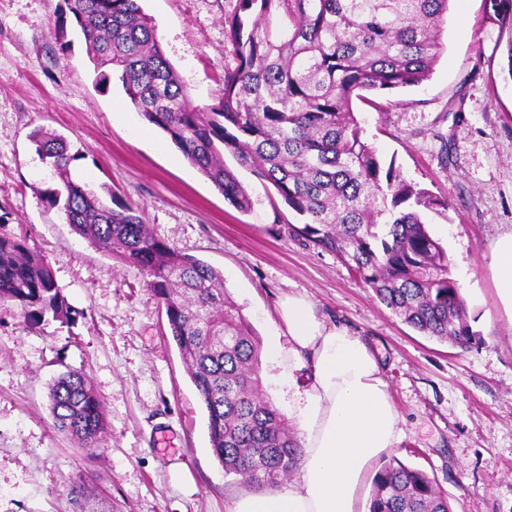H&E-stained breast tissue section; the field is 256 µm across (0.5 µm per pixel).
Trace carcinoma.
<instances>
[{"instance_id":"carcinoma-1","label":"carcinoma","mask_w":512,"mask_h":512,"mask_svg":"<svg viewBox=\"0 0 512 512\" xmlns=\"http://www.w3.org/2000/svg\"><path fill=\"white\" fill-rule=\"evenodd\" d=\"M451 0H236L224 14V95L197 105L166 57L139 0H65L105 85L117 74L141 116L237 210L253 202L225 164L268 181L301 218L294 231L349 264L376 297L417 332L467 350L480 340L468 321L448 255L420 210L445 207L383 166L362 141L352 102L362 92L417 86L442 50ZM490 19L512 33V0H487ZM36 153L59 188L49 201L73 231L138 269L165 308L172 339L207 411L214 457L254 491L277 489L299 468L302 448L260 387V345L224 289L223 273L148 231L139 208L111 204L71 170L67 140L37 128ZM0 301L38 324L68 317L50 264L0 231ZM56 430L102 446L105 414L77 370L49 389ZM86 512L83 484L68 488ZM368 512H451L421 469L395 459L374 479Z\"/></svg>"}]
</instances>
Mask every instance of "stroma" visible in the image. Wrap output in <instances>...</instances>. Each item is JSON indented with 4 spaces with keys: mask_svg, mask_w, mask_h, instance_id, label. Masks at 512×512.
Instances as JSON below:
<instances>
[{
    "mask_svg": "<svg viewBox=\"0 0 512 512\" xmlns=\"http://www.w3.org/2000/svg\"><path fill=\"white\" fill-rule=\"evenodd\" d=\"M235 0H141L167 58L196 104L224 92V15ZM63 0H0V215L5 229L51 265L70 320L27 324L0 304V512H71L68 485L94 490L93 512H229L246 493L209 444L207 413L136 270L76 234L49 204L56 182L30 133L62 134L75 175L108 187L144 213L152 233L224 274V286L260 341L280 331L277 303L308 295L319 318L376 350L401 418L396 448L374 460L358 490L365 512L390 459L426 471L452 512H512V318L498 299L491 250L512 229V63L485 0H452L444 49L421 84L378 90L352 107L383 164L444 208L427 211L448 253L469 323L468 350L418 333L381 304L332 252L293 235L296 215L248 168L226 164L252 197L241 212L148 124L119 80L95 84L84 39L54 35ZM264 394L287 410L310 385L295 368L274 381L262 355ZM78 370L104 407L105 445L89 459L59 434L50 385Z\"/></svg>",
    "mask_w": 512,
    "mask_h": 512,
    "instance_id": "1",
    "label": "stroma"
}]
</instances>
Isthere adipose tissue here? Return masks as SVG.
Returning a JSON list of instances; mask_svg holds the SVG:
<instances>
[{"label": "adipose tissue", "instance_id": "1", "mask_svg": "<svg viewBox=\"0 0 512 512\" xmlns=\"http://www.w3.org/2000/svg\"><path fill=\"white\" fill-rule=\"evenodd\" d=\"M499 299L512 316V231L492 251ZM284 337H272V363L287 372L308 367L311 384L293 401L302 432L298 479L273 493L241 496L230 512H356V492L369 464L396 447L401 417L381 364L361 338L329 325L307 295L279 303Z\"/></svg>", "mask_w": 512, "mask_h": 512}]
</instances>
